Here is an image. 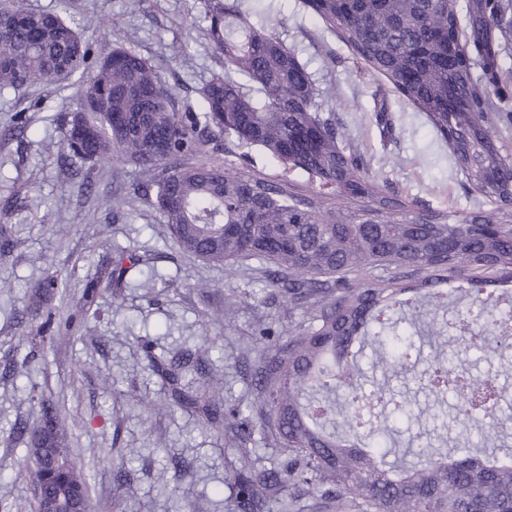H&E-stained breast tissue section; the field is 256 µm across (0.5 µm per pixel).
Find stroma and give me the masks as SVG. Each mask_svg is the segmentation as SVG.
<instances>
[{
    "label": "stroma",
    "mask_w": 512,
    "mask_h": 512,
    "mask_svg": "<svg viewBox=\"0 0 512 512\" xmlns=\"http://www.w3.org/2000/svg\"><path fill=\"white\" fill-rule=\"evenodd\" d=\"M33 12H60L75 22L95 50L118 44L135 49L155 67L176 111L195 112L201 93L224 63L207 38V23L193 0H24ZM252 23L274 28L309 72L316 88L333 94L320 114L341 128L348 145L368 161L387 192L423 211L461 215L485 210L469 191L447 143L426 116L364 63L301 0H241ZM76 104L58 86L35 83L0 93V512H34L25 481L32 464L15 423H36L39 396L64 402L75 420L71 449L88 478L94 512H238L228 436L166 404L168 387L152 359H187L185 380L223 384V403L247 409L254 397L250 369L258 358V331L280 330L288 317L272 298L260 263L234 273L181 252L152 201L143 195L138 167L98 164L95 187L85 190L80 160L62 157L66 122ZM24 134H11L16 121ZM212 162L242 167L315 189L307 173L285 168L263 151L240 160L223 137L207 145ZM66 228L58 236L57 228ZM147 255L148 267L121 288L103 292L94 314L77 331L34 347L31 327L47 313L66 317L71 305L42 296L39 284L59 275L80 295L111 265L116 251ZM229 314V324L208 312ZM429 351L408 372L392 373L364 357L362 390L399 394L410 413L389 415L400 447L455 448L467 433L469 449L488 446L448 424L453 396L436 401L419 378ZM159 408L142 414L140 401ZM166 470V481L156 479Z\"/></svg>",
    "instance_id": "1"
}]
</instances>
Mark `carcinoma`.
Wrapping results in <instances>:
<instances>
[{
  "instance_id": "carcinoma-1",
  "label": "carcinoma",
  "mask_w": 512,
  "mask_h": 512,
  "mask_svg": "<svg viewBox=\"0 0 512 512\" xmlns=\"http://www.w3.org/2000/svg\"><path fill=\"white\" fill-rule=\"evenodd\" d=\"M200 4L224 72L206 84L201 113L183 114L137 52L116 46L93 60L90 45L59 14L0 0V91L81 74L80 108L70 127L81 124L90 141L76 147L70 133L67 150L88 164L85 189L92 190L101 161L139 166L145 195L179 249L227 271L246 260L262 262L288 313L285 341L266 328L259 332L263 355L252 403L286 462L253 470L250 418L222 407L219 380L191 390L182 385L181 365L156 358L170 406L238 436L240 512H270L272 497L284 491L281 512H512V463L477 453L452 458L430 448L418 452L416 463L406 461L405 450L389 461L394 448L360 445L363 428L379 440L389 431L379 420L367 426L361 418L363 370L354 351L372 340L381 346L379 364L408 370L416 346L399 329V313L412 308L414 323L426 328L430 391L439 396L453 389L471 428L499 431L492 417L496 375L457 370L440 349L435 317L448 307L439 286L467 282L472 306L455 311L449 327L470 331L468 347L504 358L500 330L512 310L502 313L489 297L512 288V155L499 138V125L512 113L491 111V96H501L498 55L512 0H467L463 12L455 0H303L448 144L455 167L491 205L461 217L424 212L388 195L321 117L310 74L273 28L248 22L240 0ZM207 131L224 135L241 157L263 149L317 178L319 189L303 194L286 181L190 161ZM143 263L116 253L112 267L84 287L65 328ZM41 288L68 298V284L57 275ZM17 435L33 460L49 452L57 459L51 475L37 464L26 472L36 512H49V498L59 496L90 509L87 474L70 452L61 405L41 402L39 422L19 427Z\"/></svg>"
}]
</instances>
